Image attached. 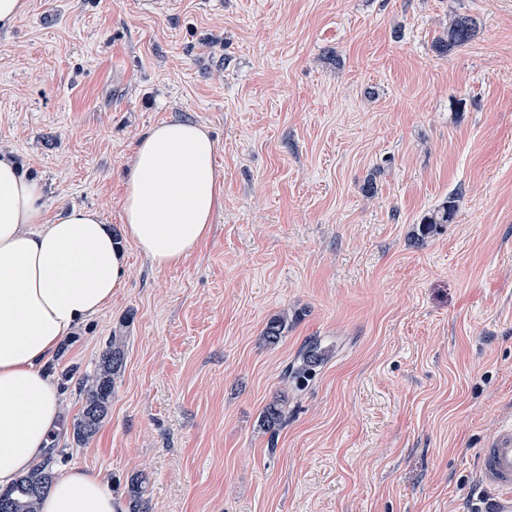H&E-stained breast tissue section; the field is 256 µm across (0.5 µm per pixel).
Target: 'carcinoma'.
<instances>
[{"mask_svg":"<svg viewBox=\"0 0 512 512\" xmlns=\"http://www.w3.org/2000/svg\"><path fill=\"white\" fill-rule=\"evenodd\" d=\"M479 34L474 18L461 13L448 15L433 42V49L440 55L470 44ZM456 212L455 200L443 201L425 214L421 220V233L426 235L442 224L453 221ZM288 329V314H278L268 320L263 331L265 341L275 345ZM324 351L318 340H311L299 352L296 359L284 370V378L299 387L312 379L315 368L322 361ZM124 341L121 336H112L102 351L93 374L85 376L79 383L82 408L73 424V435L79 442H86L96 435L112 407V391L115 376L123 366ZM280 403L268 404L263 412L261 425L266 431H275L282 420ZM54 458L49 457L21 476L10 489L0 492V502L7 505L6 512H39L42 494L56 478ZM142 481L135 477L129 486L128 512H146Z\"/></svg>","mask_w":512,"mask_h":512,"instance_id":"cac0c4a2","label":"carcinoma"}]
</instances>
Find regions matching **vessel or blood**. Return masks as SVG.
Wrapping results in <instances>:
<instances>
[{"mask_svg":"<svg viewBox=\"0 0 512 512\" xmlns=\"http://www.w3.org/2000/svg\"><path fill=\"white\" fill-rule=\"evenodd\" d=\"M477 469L487 490L482 512H512V422L502 424L478 450Z\"/></svg>","mask_w":512,"mask_h":512,"instance_id":"vessel-or-blood-1","label":"vessel or blood"}]
</instances>
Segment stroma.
Wrapping results in <instances>:
<instances>
[{
  "label": "stroma",
  "mask_w": 512,
  "mask_h": 512,
  "mask_svg": "<svg viewBox=\"0 0 512 512\" xmlns=\"http://www.w3.org/2000/svg\"><path fill=\"white\" fill-rule=\"evenodd\" d=\"M27 3L0 31V153L46 218L89 207L122 238L141 133L218 145L205 242L167 269L126 245L124 288L48 366L85 375L125 341L88 443L63 388L57 472L121 497L141 477L149 512H473L477 451L512 419V0ZM454 12L482 28L441 56ZM313 336L328 357L298 389L282 370ZM456 212L455 200L443 201L425 214L421 220V233L426 235L438 228L441 224H449L453 221Z\"/></svg>",
  "instance_id": "stroma-1"
}]
</instances>
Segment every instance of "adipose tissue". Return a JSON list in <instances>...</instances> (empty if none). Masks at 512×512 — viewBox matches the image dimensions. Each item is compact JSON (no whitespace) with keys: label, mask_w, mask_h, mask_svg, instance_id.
<instances>
[{"label":"adipose tissue","mask_w":512,"mask_h":512,"mask_svg":"<svg viewBox=\"0 0 512 512\" xmlns=\"http://www.w3.org/2000/svg\"><path fill=\"white\" fill-rule=\"evenodd\" d=\"M217 143L166 121L143 133L125 179L123 233L153 266H175L210 233L218 206ZM41 184L0 156V491L51 452L64 420L45 373L63 339L125 285L126 254L100 214L72 208L48 220ZM95 471L71 469L40 512H124Z\"/></svg>","instance_id":"obj_1"}]
</instances>
